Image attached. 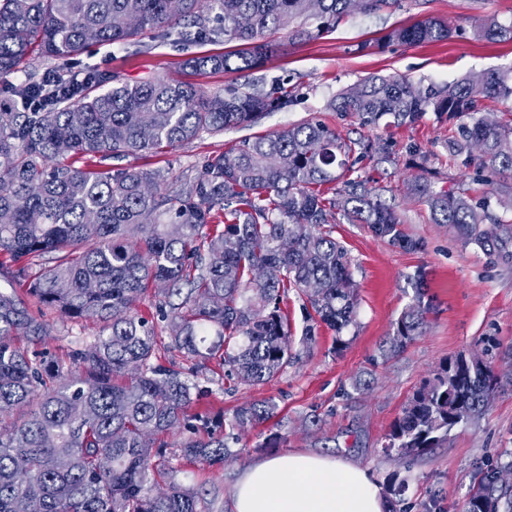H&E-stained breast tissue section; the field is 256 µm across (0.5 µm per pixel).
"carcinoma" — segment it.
<instances>
[{
    "mask_svg": "<svg viewBox=\"0 0 512 512\" xmlns=\"http://www.w3.org/2000/svg\"><path fill=\"white\" fill-rule=\"evenodd\" d=\"M351 0H0V78L35 51L60 64L92 43L139 42L145 32L237 40L234 53L190 58L195 72L256 69L268 34L292 27L299 39L329 32L351 13ZM488 40L512 39V25L478 24ZM448 26L425 19L389 39L436 42ZM22 110L0 107V512H211L216 489L176 478L162 438L191 433L199 415V371L220 359L224 374L258 385L293 358L288 290H300L320 322L343 332L357 326V295L346 249L323 226L335 215L330 185L351 171L350 158L369 149L320 122L259 136L208 158L194 180L162 169L126 167L129 155L159 154L202 134L256 122L293 103L280 86L266 91L207 94L165 76L129 82L87 73L72 91L53 93L44 81L17 89ZM487 99H512V74L497 70L444 84L415 86L404 78L368 76L337 95L334 112L365 125L390 120L412 125L425 112L475 119L449 141L454 156L475 163L488 179L512 173V122L478 116ZM115 164L106 167L103 162ZM437 223L490 256L512 257V225L488 219L461 195L413 186ZM342 209L353 219L391 232L396 212L348 180ZM55 254L31 272V261ZM26 286L21 297L15 285ZM158 299L168 322V349L192 368L156 361L153 324L134 311L136 300ZM72 320L93 319L102 333L72 352L73 370L36 366L12 339L46 336L51 324L30 303ZM424 309L408 306L385 341L404 349L422 333ZM462 354L441 363L406 401L384 446L386 454L423 456L454 428L452 404L482 415L500 384L488 362L461 372ZM127 382L120 383L118 379ZM272 401L237 409L216 434L191 435L179 456L216 464L233 455L236 433L270 420ZM512 460L479 469L464 512H512V488L495 475ZM408 479L388 478V512L397 509Z\"/></svg>",
    "mask_w": 512,
    "mask_h": 512,
    "instance_id": "obj_1",
    "label": "carcinoma"
}]
</instances>
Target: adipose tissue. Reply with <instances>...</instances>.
<instances>
[{"label":"adipose tissue","instance_id":"obj_1","mask_svg":"<svg viewBox=\"0 0 512 512\" xmlns=\"http://www.w3.org/2000/svg\"><path fill=\"white\" fill-rule=\"evenodd\" d=\"M233 512H384L369 470L343 459L286 452L250 463L233 487Z\"/></svg>","mask_w":512,"mask_h":512}]
</instances>
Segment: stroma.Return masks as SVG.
Masks as SVG:
<instances>
[{
  "label": "stroma",
  "instance_id": "1",
  "mask_svg": "<svg viewBox=\"0 0 512 512\" xmlns=\"http://www.w3.org/2000/svg\"><path fill=\"white\" fill-rule=\"evenodd\" d=\"M426 18L448 25L451 37L434 43L388 40L392 30ZM487 18L511 24L512 0H392L374 13L352 12L335 31L311 39L295 38L285 28L268 35L272 51L254 71L186 73L184 60L234 52L240 44L224 38L188 41L174 31L162 39L143 35L137 45H96L64 66L36 53L17 73L0 80L1 104L11 103L13 88L48 72L59 70L71 77L88 68L131 82L160 73L209 93L255 83L267 89L280 84L295 92L291 106L267 113L254 124L127 160L128 165L160 168L184 180L198 176L212 155L308 120L322 121L344 139L370 142L391 155L384 164L364 157L350 177L394 208L400 219L395 233L382 234L373 225L355 224L341 215L329 226L348 252L358 289V324L346 331L350 344L336 350L335 331L316 325L312 342L294 343V359L280 375L260 385L226 379L217 361L206 364L193 410L209 423L228 424L238 407L253 401L270 399L278 406L267 423L241 435L238 454L223 464L174 459L182 481L220 488L215 512H232L233 485L247 464L287 451L347 459L382 483L394 473L406 477L403 512H463L478 467L512 451V258L490 256L477 245L463 243L452 227L436 223L428 205L410 191L420 181L433 190L465 196L475 205L487 200L496 216L512 222L511 212L492 203V185L448 150L464 116L429 112L411 126H364L357 116L328 108L339 92L371 75L441 84L512 68V40L478 36L476 23ZM415 302L425 310L422 334L403 350L383 356V343L405 308ZM50 322L49 335L34 341L19 335L15 342L36 360L66 369L72 366L73 350L92 342L102 330L91 319L54 314ZM488 337L498 342L493 355L501 386L485 414L456 426L431 454L385 455V437L413 391L446 359L462 351H481ZM358 378L366 380V387H354Z\"/></svg>",
  "mask_w": 512,
  "mask_h": 512
}]
</instances>
